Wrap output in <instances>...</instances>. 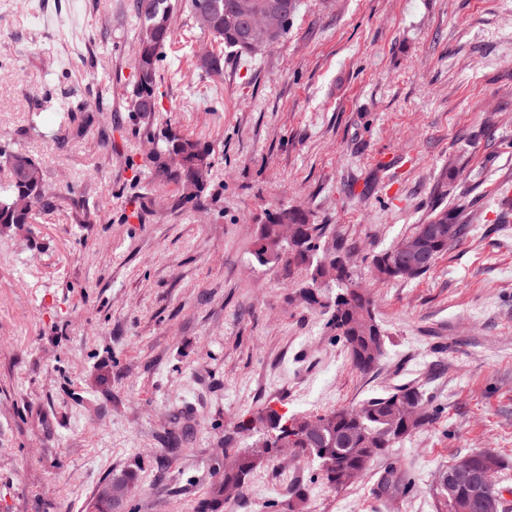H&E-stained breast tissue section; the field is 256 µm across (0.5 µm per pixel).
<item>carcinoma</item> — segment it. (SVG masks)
<instances>
[{
	"label": "carcinoma",
	"instance_id": "carcinoma-1",
	"mask_svg": "<svg viewBox=\"0 0 512 512\" xmlns=\"http://www.w3.org/2000/svg\"><path fill=\"white\" fill-rule=\"evenodd\" d=\"M143 0H136V11L140 19L139 51L134 61L135 74H144L145 79L135 80L131 95L134 111L147 116L155 114L158 100L159 67L163 51L171 42L175 31L172 19L178 4L172 0H156L154 12L141 9ZM240 0H188L187 9L192 18H197L201 7L208 8L213 19L211 27L199 26L204 35H211L224 48L239 55L247 53L243 48V21L237 4ZM181 154L179 167L171 168L167 163L169 152ZM0 158L8 169V177L0 182V227L8 232L27 229L32 220L33 209L51 205L42 168L35 174L22 173L23 163L30 159L27 154L0 144ZM156 173L179 185L188 181L199 184L198 193L185 195V203L198 200L204 191L208 175L215 164L213 151L199 139L172 131L164 133L162 144L153 156ZM25 197L30 205L21 209L15 200ZM455 221L453 235H448V220ZM458 216L448 217V212L438 213L425 224L415 226L411 236H421L426 245L429 263L415 273L407 275L397 260L398 247L394 246L373 256L372 265L384 280H414L431 270L435 262L448 252V246L458 241L466 225L457 222ZM291 224L296 229L294 244L279 242V228ZM326 225L315 224L311 214L301 208L283 207L270 214L266 223L259 226L252 242V255L262 266L283 261L289 265L296 261L305 264L316 261L310 282L301 287L300 293L306 301L328 310L330 316L326 327L331 336L342 342L349 355L352 367L361 373L375 370L384 356L386 334L376 320L372 297L360 287L354 276L341 264L342 248L331 253L321 250V239ZM332 276L336 293L324 296L316 286L318 279ZM435 413L430 411L420 392L414 388H397L387 394L372 397L357 407L335 409L315 416L317 430L304 432L302 417L288 416L266 403L257 410L242 416L236 429L249 431L266 428L279 436L290 437L286 447L296 449L302 458L318 462L322 479L336 490L349 487L368 471L372 461L386 455L390 448L402 439L428 426ZM474 463L488 459L496 466V473L477 490L450 489L441 484L436 487L438 512H457L455 506L468 505V512H503L504 497L498 483V472L503 461L496 455L472 453L468 455ZM268 462V454L257 455L249 448L224 441V474L215 483L209 498L201 505V512H216V508L228 503L225 492L240 491L247 479ZM409 480L397 469L390 467L379 481V491L384 494L391 489L404 491Z\"/></svg>",
	"mask_w": 512,
	"mask_h": 512
}]
</instances>
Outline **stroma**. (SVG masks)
Masks as SVG:
<instances>
[{
    "label": "stroma",
    "mask_w": 512,
    "mask_h": 512,
    "mask_svg": "<svg viewBox=\"0 0 512 512\" xmlns=\"http://www.w3.org/2000/svg\"><path fill=\"white\" fill-rule=\"evenodd\" d=\"M135 0H0V140L43 168L52 205L0 233V512H90L133 475L118 512H197L224 440L269 400L318 414L399 386L433 423L326 485L280 453L227 512H437L435 480L492 451L512 500V0H299L288 39L250 59L211 48L186 11L160 64L155 117L132 111ZM89 134L58 130L67 104ZM172 126L213 145L197 205L158 176ZM309 209L351 250L387 339L350 364L307 305V265H259L266 214ZM465 237L426 275L380 279L371 258L439 211ZM396 466L409 492L381 495Z\"/></svg>",
    "instance_id": "stroma-1"
}]
</instances>
